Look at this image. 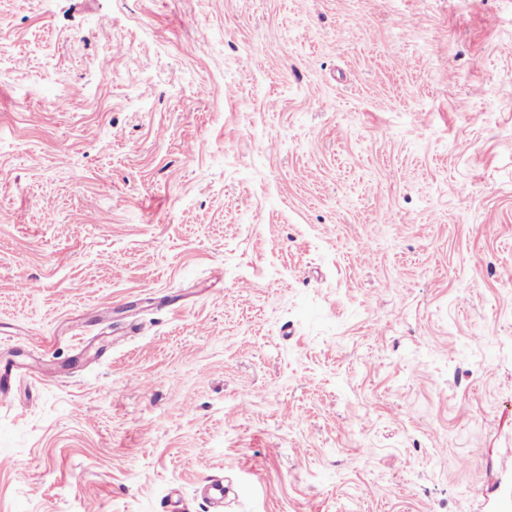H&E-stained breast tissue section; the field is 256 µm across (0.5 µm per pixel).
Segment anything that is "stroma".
Instances as JSON below:
<instances>
[{
  "mask_svg": "<svg viewBox=\"0 0 512 512\" xmlns=\"http://www.w3.org/2000/svg\"><path fill=\"white\" fill-rule=\"evenodd\" d=\"M0 363V512H499L512 0H0Z\"/></svg>",
  "mask_w": 512,
  "mask_h": 512,
  "instance_id": "obj_1",
  "label": "stroma"
}]
</instances>
